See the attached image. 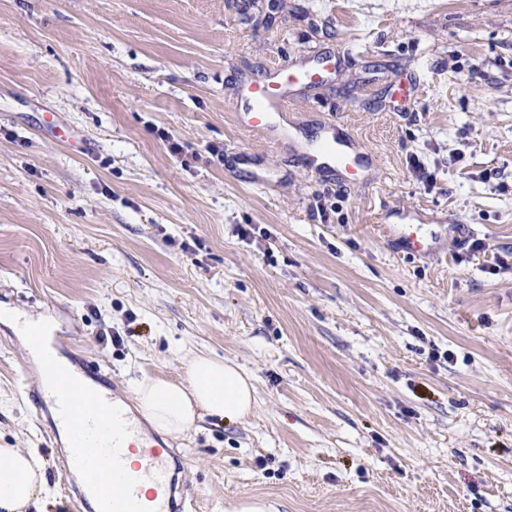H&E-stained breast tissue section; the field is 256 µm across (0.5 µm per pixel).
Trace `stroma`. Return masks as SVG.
<instances>
[{"instance_id": "35a3bbf8", "label": "stroma", "mask_w": 512, "mask_h": 512, "mask_svg": "<svg viewBox=\"0 0 512 512\" xmlns=\"http://www.w3.org/2000/svg\"><path fill=\"white\" fill-rule=\"evenodd\" d=\"M355 2L0 0V309L129 402L190 351L254 375L169 439L193 512H512V0ZM328 125L362 177L302 153ZM41 377L0 321V448L74 512ZM316 72H307L298 74L288 69H280L276 72L275 83L279 87L278 93H273L270 85L265 81L257 82L250 90L251 97L257 102L258 108L254 112V126L263 128L267 131H274L272 124V115L266 108V105L277 103L280 98V90L282 87L292 85L300 82L301 80H311L316 78Z\"/></svg>"}]
</instances>
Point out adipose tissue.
Instances as JSON below:
<instances>
[{
	"label": "adipose tissue",
	"instance_id": "adipose-tissue-1",
	"mask_svg": "<svg viewBox=\"0 0 512 512\" xmlns=\"http://www.w3.org/2000/svg\"><path fill=\"white\" fill-rule=\"evenodd\" d=\"M135 398L154 427L180 435L205 417L239 421L256 406L252 376L234 362L204 354L187 360V379H145ZM46 491L35 455L18 448H0V512H25Z\"/></svg>",
	"mask_w": 512,
	"mask_h": 512
}]
</instances>
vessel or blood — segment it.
Returning a JSON list of instances; mask_svg holds the SVG:
<instances>
[{
  "mask_svg": "<svg viewBox=\"0 0 512 512\" xmlns=\"http://www.w3.org/2000/svg\"><path fill=\"white\" fill-rule=\"evenodd\" d=\"M301 74L277 70L275 84L257 82L250 90L258 108L254 124L272 130L269 105L277 103L279 88L300 82ZM48 400L53 408L50 430L67 427L75 430L78 443L62 462L64 474L85 475L97 501V512H186L189 501L174 488L170 474L171 450L147 431L141 419L119 402L108 385L93 384L88 409L82 419H75L67 383H57ZM137 455L135 468H128L129 455ZM108 471L122 487L121 500H113L108 485L98 478Z\"/></svg>",
  "mask_w": 512,
  "mask_h": 512,
  "instance_id": "obj_1",
  "label": "vessel or blood"
}]
</instances>
